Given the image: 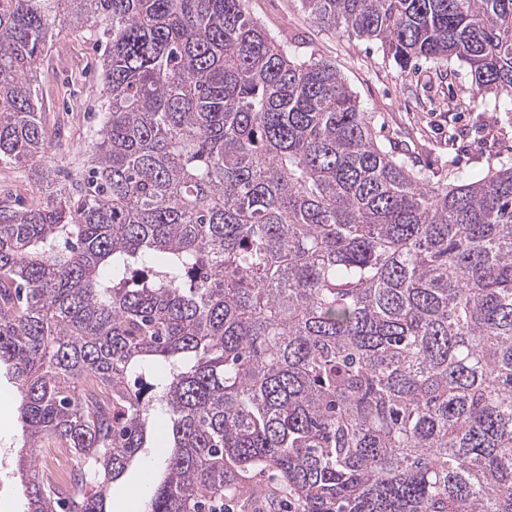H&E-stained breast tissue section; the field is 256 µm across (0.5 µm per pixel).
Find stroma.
Masks as SVG:
<instances>
[{"mask_svg": "<svg viewBox=\"0 0 512 512\" xmlns=\"http://www.w3.org/2000/svg\"><path fill=\"white\" fill-rule=\"evenodd\" d=\"M257 21L273 35L302 39L316 56L334 63L374 117L378 141L394 148L434 182H452L457 171H485L512 163V119L492 113L475 96L467 67L451 76L419 65L401 69L385 60L374 42L348 38L313 22L298 0H249ZM99 51L82 33L53 37L37 70V95L48 120L64 133L48 157L68 166L85 151L95 121L100 85ZM17 389L0 376V512H25L27 501L15 474L20 441Z\"/></svg>", "mask_w": 512, "mask_h": 512, "instance_id": "obj_1", "label": "stroma"}]
</instances>
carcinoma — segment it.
Listing matches in <instances>:
<instances>
[{
	"instance_id": "obj_1",
	"label": "carcinoma",
	"mask_w": 512,
	"mask_h": 512,
	"mask_svg": "<svg viewBox=\"0 0 512 512\" xmlns=\"http://www.w3.org/2000/svg\"><path fill=\"white\" fill-rule=\"evenodd\" d=\"M407 69L466 64L512 112V0H300ZM100 47L75 172L35 81ZM0 366L21 449H73L27 512H108L168 420L140 512H512V166L426 183L336 67L248 0H0ZM3 186L8 187L12 195H21L27 199L35 196L24 168L0 164V189ZM48 455L51 460L49 473L60 487L66 486L77 469L76 456L70 448H49Z\"/></svg>"
}]
</instances>
